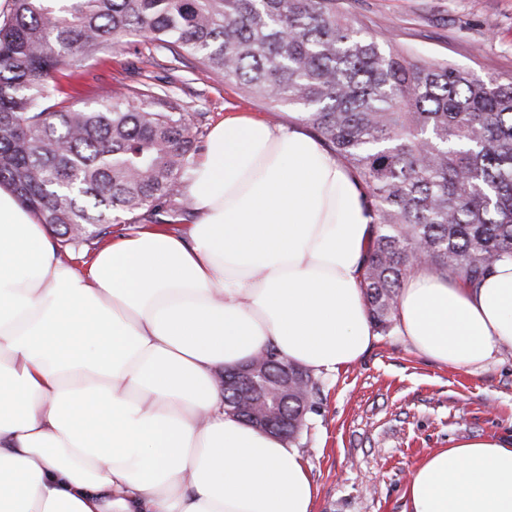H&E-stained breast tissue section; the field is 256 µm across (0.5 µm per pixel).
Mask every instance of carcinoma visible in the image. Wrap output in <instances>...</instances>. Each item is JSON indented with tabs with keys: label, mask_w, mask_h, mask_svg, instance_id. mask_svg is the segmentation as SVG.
Here are the masks:
<instances>
[{
	"label": "carcinoma",
	"mask_w": 512,
	"mask_h": 512,
	"mask_svg": "<svg viewBox=\"0 0 512 512\" xmlns=\"http://www.w3.org/2000/svg\"><path fill=\"white\" fill-rule=\"evenodd\" d=\"M141 36L272 109L299 113L368 192L375 237L369 316L393 325L406 272L428 265L477 286L512 259V80L484 78L385 46L339 0H13L0 22V185L63 244L184 206L205 135L147 75L97 107L56 101L53 74ZM319 391L298 368L288 441ZM263 395L224 391L236 416Z\"/></svg>",
	"instance_id": "1"
}]
</instances>
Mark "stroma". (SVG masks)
Wrapping results in <instances>:
<instances>
[{
	"instance_id": "1",
	"label": "stroma",
	"mask_w": 512,
	"mask_h": 512,
	"mask_svg": "<svg viewBox=\"0 0 512 512\" xmlns=\"http://www.w3.org/2000/svg\"><path fill=\"white\" fill-rule=\"evenodd\" d=\"M352 17L378 38L429 61L512 78V0H346ZM158 78L169 55L149 53L138 36L94 62L56 72L58 98L96 105L137 86L145 57ZM177 95L206 126L244 112L270 123L297 114L269 111L236 86L189 67ZM308 426L294 446L318 488L314 512H404L403 489L430 453L456 441L493 437L512 448V348L477 369L443 367L415 352L396 330L378 334L359 363L318 375Z\"/></svg>"
}]
</instances>
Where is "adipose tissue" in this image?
<instances>
[{
    "mask_svg": "<svg viewBox=\"0 0 512 512\" xmlns=\"http://www.w3.org/2000/svg\"><path fill=\"white\" fill-rule=\"evenodd\" d=\"M185 192L186 233L137 227L82 264L0 185V512H312L298 450L224 410L219 371L265 348L316 373L376 333L364 185L303 125L228 115ZM453 368L512 347V259L477 287L429 267L394 317ZM405 512H512V448L456 442L415 468Z\"/></svg>",
    "mask_w": 512,
    "mask_h": 512,
    "instance_id": "adipose-tissue-1",
    "label": "adipose tissue"
}]
</instances>
